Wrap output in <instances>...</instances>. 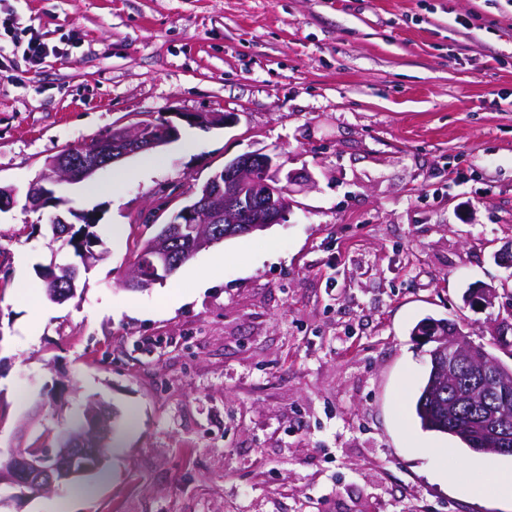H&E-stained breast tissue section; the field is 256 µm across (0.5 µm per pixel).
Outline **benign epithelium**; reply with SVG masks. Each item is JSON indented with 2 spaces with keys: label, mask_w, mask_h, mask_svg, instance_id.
<instances>
[{
  "label": "benign epithelium",
  "mask_w": 512,
  "mask_h": 512,
  "mask_svg": "<svg viewBox=\"0 0 512 512\" xmlns=\"http://www.w3.org/2000/svg\"><path fill=\"white\" fill-rule=\"evenodd\" d=\"M174 117L206 129L236 122L230 113L174 114ZM174 122L164 118L134 128H117L80 152L61 151L50 157L43 177L31 183L25 194L27 206L44 208L61 181H84L101 168L131 155L162 147L177 138ZM281 166L262 152L239 155L224 165L205 185L194 191L189 201L176 211L163 230L152 236L134 268L132 284L143 288L159 280V274L171 275L179 265L172 244L177 237L189 242V256L227 238L265 230L284 220L288 211V186L292 173L280 177ZM448 337V368H453L465 351L458 337ZM87 465L76 464L74 449L59 444L56 448H32L17 458L8 471H0V484L7 483L24 491L44 490L83 472Z\"/></svg>",
  "instance_id": "7a95c632"
}]
</instances>
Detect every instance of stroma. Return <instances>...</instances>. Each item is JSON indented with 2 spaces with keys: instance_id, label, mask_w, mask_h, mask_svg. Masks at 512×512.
Segmentation results:
<instances>
[{
  "instance_id": "1",
  "label": "stroma",
  "mask_w": 512,
  "mask_h": 512,
  "mask_svg": "<svg viewBox=\"0 0 512 512\" xmlns=\"http://www.w3.org/2000/svg\"><path fill=\"white\" fill-rule=\"evenodd\" d=\"M58 48L0 53V182L116 127L232 113L55 188L108 256L28 334L24 286L73 258L50 210L0 211V456L51 448L87 401L123 416L84 500L10 512H512L484 454L421 428L424 318L512 352V0H0ZM294 173L283 223L218 243L165 282L120 281L146 218L166 222L225 163ZM224 272L197 288L214 250ZM498 295L474 309L465 297ZM481 487L472 496L468 487ZM174 117L191 122L195 125L202 126L206 129L214 128L217 126H226L236 122V117L230 113H214V114H195L184 115L181 113H174Z\"/></svg>"
}]
</instances>
